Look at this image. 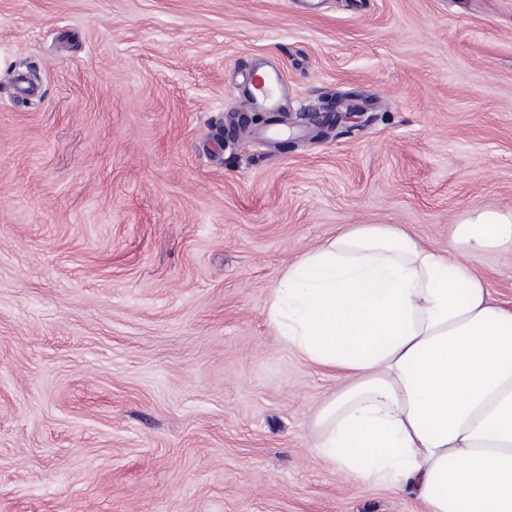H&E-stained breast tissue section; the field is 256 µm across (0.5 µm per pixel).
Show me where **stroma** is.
<instances>
[{"instance_id":"35a3bbf8","label":"stroma","mask_w":512,"mask_h":512,"mask_svg":"<svg viewBox=\"0 0 512 512\" xmlns=\"http://www.w3.org/2000/svg\"><path fill=\"white\" fill-rule=\"evenodd\" d=\"M316 2L0 0V512H424L316 457L342 381L268 301L350 225L512 212V0ZM263 57L367 112L236 134Z\"/></svg>"}]
</instances>
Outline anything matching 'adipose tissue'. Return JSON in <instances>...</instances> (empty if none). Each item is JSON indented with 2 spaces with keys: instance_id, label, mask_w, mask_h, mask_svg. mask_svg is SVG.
I'll return each instance as SVG.
<instances>
[{
  "instance_id": "obj_1",
  "label": "adipose tissue",
  "mask_w": 512,
  "mask_h": 512,
  "mask_svg": "<svg viewBox=\"0 0 512 512\" xmlns=\"http://www.w3.org/2000/svg\"><path fill=\"white\" fill-rule=\"evenodd\" d=\"M512 251V213L474 210L444 250L355 224L304 252L268 316L346 385L313 420L316 455L425 512H512V309L477 274Z\"/></svg>"
}]
</instances>
